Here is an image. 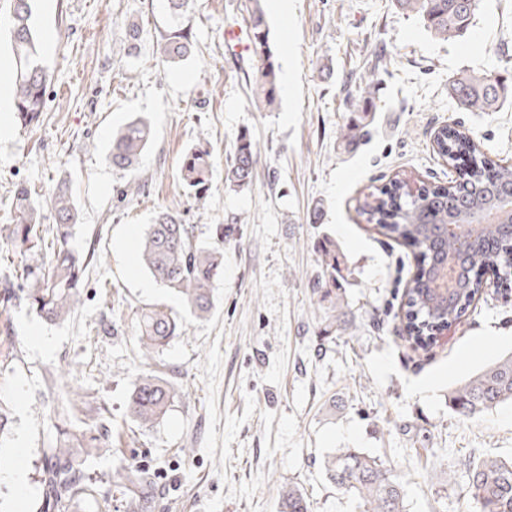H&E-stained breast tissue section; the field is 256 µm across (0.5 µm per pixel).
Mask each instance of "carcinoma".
I'll return each mask as SVG.
<instances>
[{
	"label": "carcinoma",
	"mask_w": 512,
	"mask_h": 512,
	"mask_svg": "<svg viewBox=\"0 0 512 512\" xmlns=\"http://www.w3.org/2000/svg\"><path fill=\"white\" fill-rule=\"evenodd\" d=\"M34 0H13V24L10 47L14 67L9 74L13 112L17 123L29 127L39 121L46 103L49 75L43 68L38 38L33 24ZM396 6L421 18L443 39L464 34L471 24L479 0H395ZM247 19L251 45L257 57L251 91L258 105L271 109L279 92V73L269 44V27L259 0ZM192 33L174 29L157 41L161 61L177 65L193 51ZM448 96L467 112H496L504 102L502 84L490 74L461 73L448 80ZM367 124L355 121L346 126L342 138L356 142L367 135ZM153 137L152 126L142 117L130 119L112 135L106 160L118 171L131 170ZM448 150L450 161L463 155L466 167L460 180L445 185L422 182L411 188L395 178L368 194L359 205V213L389 239L419 249L421 273L406 291V335L425 342L433 325L444 316L446 299L433 292L434 276L448 266V258H466L458 274L451 308L454 318L461 317L471 305L473 285L483 270L497 267L504 274L501 287H512V240L503 225L512 224V209H507V194L512 188V166L486 167L480 146L458 130L438 141ZM258 151L246 133L239 137L233 156L224 168V183L230 188L251 184ZM181 179L188 197L198 201L209 189L210 153L202 147L188 150L182 157ZM55 221V239L46 245L41 220L42 205L30 190L15 194L16 223L0 228V236L25 261L19 279L26 287L30 309L49 322L71 316L79 302L84 273L94 255L82 256L69 247L78 214L70 188L61 183L50 201ZM450 224H476L480 242L465 248L463 239L448 230ZM140 259L149 274L163 287L176 292L190 314L203 318L213 308L212 286L224 266V238L203 247L194 240L191 229L170 212L159 213L148 225L139 247ZM323 268L330 287L318 289L320 301L330 303L326 316L332 328L342 313L337 311L336 255L323 253ZM182 317L164 304L142 310L138 319L140 358L149 360L156 349L178 335ZM179 397L168 381L143 375L137 378L128 404L130 417L141 427H150L161 419ZM512 402V354L483 367L469 379L452 388L448 404L453 412L478 417L498 405ZM57 437L44 449L48 463L41 476L47 512H73L82 501L95 500L98 508H108V493L101 491L103 480L91 476L72 456L74 448H106L112 435L108 422H77L70 411L58 414ZM326 479L351 493L362 512H405V484L392 470L359 448H340L324 458ZM112 485L123 489L135 506L134 512H152L155 508L156 477L151 470L127 460L112 466ZM467 492L480 505V512H512V460L483 458L469 467ZM279 512H310V502L295 486L282 488Z\"/></svg>",
	"instance_id": "cac0c4a2"
}]
</instances>
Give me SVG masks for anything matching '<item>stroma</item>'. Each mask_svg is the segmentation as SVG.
Masks as SVG:
<instances>
[{
    "mask_svg": "<svg viewBox=\"0 0 512 512\" xmlns=\"http://www.w3.org/2000/svg\"><path fill=\"white\" fill-rule=\"evenodd\" d=\"M281 18L261 0L282 83L277 109L260 110L249 89L252 54L224 32L245 26L250 0H189L171 18L167 0H35L39 54L49 72L47 104L24 129L0 113V225L12 223L17 186L48 200L67 180L79 213L70 240L99 254L80 301L54 324L25 302L0 306V512H44L43 454L56 415L75 403L81 421L107 420L110 452L74 449L87 472L108 477L120 453L154 468V512H277L278 487L292 482L312 512H360L326 480L322 461L341 448L379 458L407 485L406 512H480L465 495L470 464L512 458V404L474 419L448 406L460 381L512 352V295L485 289L458 320L421 349L404 332L415 248L357 213L364 196L398 177L448 184L458 170L432 136L453 126L512 164V98L496 112H464L448 79L467 71L501 78L512 91V0H481L456 39L436 38L393 0H289ZM139 23L129 49L126 27ZM192 31L193 56L159 61L156 40L170 26ZM371 110L370 135L351 144L348 122ZM142 116L153 140L134 169L106 161L112 132ZM248 132L260 159L251 185L224 184L236 139ZM211 152L207 198H189L182 155ZM131 185L121 198L118 187ZM177 214L208 247L227 227L224 268L207 318L130 267L129 253L154 217ZM332 243L344 321L323 336L313 288L322 246ZM183 313L178 336L148 361L137 354L141 308ZM46 336L36 347L33 333ZM156 374L180 392L165 418L139 427L128 414L137 377ZM23 464L25 490L9 478Z\"/></svg>",
    "mask_w": 512,
    "mask_h": 512,
    "instance_id": "obj_1",
    "label": "stroma"
}]
</instances>
